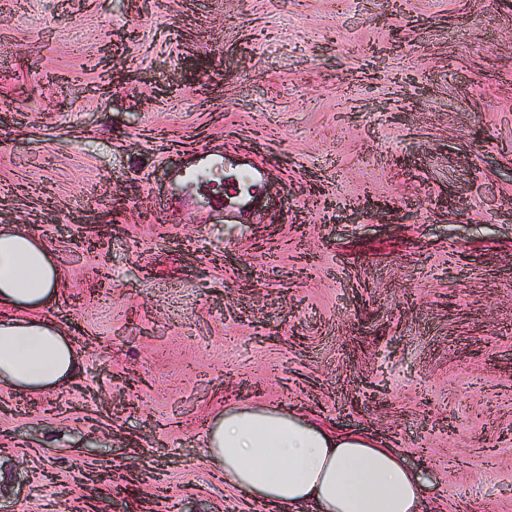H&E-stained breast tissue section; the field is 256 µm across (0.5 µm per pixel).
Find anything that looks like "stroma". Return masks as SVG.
<instances>
[{
  "mask_svg": "<svg viewBox=\"0 0 512 512\" xmlns=\"http://www.w3.org/2000/svg\"><path fill=\"white\" fill-rule=\"evenodd\" d=\"M403 4L0 0V229L78 353L0 385V512H239L205 440L251 404L397 448L426 512H512V0Z\"/></svg>",
  "mask_w": 512,
  "mask_h": 512,
  "instance_id": "35a3bbf8",
  "label": "stroma"
}]
</instances>
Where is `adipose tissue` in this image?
Returning a JSON list of instances; mask_svg holds the SVG:
<instances>
[{
	"instance_id": "adipose-tissue-1",
	"label": "adipose tissue",
	"mask_w": 512,
	"mask_h": 512,
	"mask_svg": "<svg viewBox=\"0 0 512 512\" xmlns=\"http://www.w3.org/2000/svg\"><path fill=\"white\" fill-rule=\"evenodd\" d=\"M59 272L23 229L0 231V384L38 392L71 379L77 350L43 316ZM207 460L225 484L270 512H420L424 486L392 448L337 433L268 406L225 410L210 429Z\"/></svg>"
}]
</instances>
